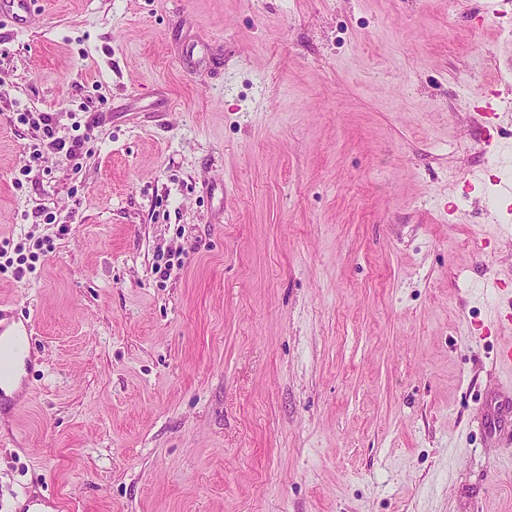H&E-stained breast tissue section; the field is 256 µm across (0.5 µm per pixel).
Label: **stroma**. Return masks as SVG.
<instances>
[{"mask_svg": "<svg viewBox=\"0 0 512 512\" xmlns=\"http://www.w3.org/2000/svg\"><path fill=\"white\" fill-rule=\"evenodd\" d=\"M0 20V512H512V0ZM24 112L51 117L66 156ZM170 265L167 277L157 266ZM15 321L7 318L3 310H0V368L2 371L5 369L9 359H19L24 356V350L18 344L7 345L4 342L3 336H23L18 334L11 335L13 330V323ZM500 330L508 334L500 344L495 356L496 366L506 375V386L512 393V322L509 318L498 321Z\"/></svg>", "mask_w": 512, "mask_h": 512, "instance_id": "35a3bbf8", "label": "stroma"}]
</instances>
